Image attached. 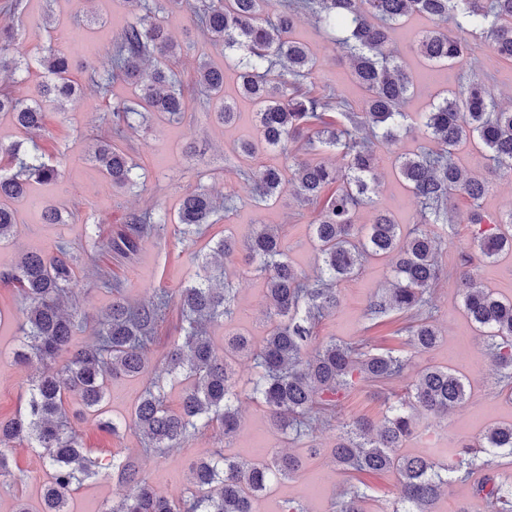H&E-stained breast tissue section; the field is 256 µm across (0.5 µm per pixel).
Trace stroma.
<instances>
[{
    "label": "stroma",
    "mask_w": 512,
    "mask_h": 512,
    "mask_svg": "<svg viewBox=\"0 0 512 512\" xmlns=\"http://www.w3.org/2000/svg\"><path fill=\"white\" fill-rule=\"evenodd\" d=\"M147 2L156 7L157 17L183 47L174 70L182 83L188 110L181 119L157 122L140 132H127L121 146L130 153L141 176L139 185L130 190L112 186L93 162L91 150L94 131L106 133L111 128L112 105L133 101V90L123 80L115 79L103 92L91 82L90 76L95 73L102 77L110 72L112 45L124 27L140 15L139 6L135 0H24V11L18 18V38L12 54L24 62L25 68L15 75L17 93H25L45 73L40 63L47 46L40 29L43 20H51L57 41L79 53L89 45L96 51L95 72L77 67L71 73L81 90L80 97L66 113H48L45 129L36 141H28L10 116L0 113V144L19 142L27 149L36 144L47 159L62 163L57 183L35 186L30 196L16 202L18 225L13 237L0 243V273L11 269L20 254L28 250L53 249L62 242L72 248H86L74 285L76 305L82 316L73 338L77 347L93 336L99 316L112 302L110 290L98 278L101 268L110 270L114 278L123 282L130 300H146L160 288L175 294L194 283L200 274L197 253L209 251L224 235L231 234L242 241L255 225L271 224L280 229L294 266L312 277L318 272L308 207L287 193L271 204L256 202L252 183L239 175L243 168H285L289 161L277 151L253 158L238 154V141L255 134L254 107L238 95V72L233 57L225 55L221 47L203 35L187 12L169 8L167 0ZM428 26L427 19L416 17L393 33L391 46L395 54L421 77L403 105L409 113L428 111L436 90L435 85L424 80V65L411 49L415 34ZM294 36L309 45L316 59L318 85L330 86L356 110H364L366 90L350 78L347 59L336 52L310 16L301 17ZM202 61L223 69L224 95L235 100L238 110L235 124H218L203 110L194 92L195 69ZM377 153L383 158L379 200L397 223L412 229L419 220V206L392 175L390 164L384 159L385 148H378ZM200 186L231 190L235 205L228 216H217L215 224L205 227L201 236L184 239L174 234L171 220L183 196ZM49 205L60 208L61 223L42 220L41 211ZM147 209L165 214L167 222L159 234L144 239L136 255L121 259L110 256L103 247L90 249L92 241H108L123 226L129 213ZM473 234V225L457 224L441 238L440 261L447 273L437 281L432 295L439 342L429 350L408 344L402 347L409 360V375L429 366H447L465 375L469 380L467 400L447 419L420 416L416 435L402 449L408 456L444 462L461 443L475 441L490 426L512 422V396L497 386L498 371L485 354L484 337L464 315L463 296L457 286L456 270L462 252L473 247ZM224 279L237 290V314L233 321L212 327L215 343L223 344L225 333L236 330L261 341L268 328L263 280L239 260L225 265ZM389 279L386 261H365L357 273L339 283L341 305L319 324L318 336L342 340L365 336V310L371 300L381 295ZM23 307L17 290L0 282V417L4 419L23 410L30 381L38 370L37 365H22L13 358ZM146 382V376H140L111 383L106 408L113 419L130 420ZM392 400L390 388L360 382L345 396L344 405L348 415L380 420ZM69 422L81 433L93 456L100 459H110L115 453H135L141 448L140 436L134 428L112 436L93 423L79 401L70 405ZM215 448L223 449L230 458L256 459L279 449L300 452L304 445L274 431L266 410L245 398L241 401L240 427L232 441H224L218 431L209 429L197 434L185 447L142 458L141 464L145 476L160 494L177 499L188 493L190 461ZM8 455L14 475L0 479V512H16L21 502L35 510L39 506L37 491L49 477L40 451L22 444L10 449ZM345 484V474L331 463L328 455L308 458L299 477L270 483L256 503V512H282L289 500L301 503L305 512H335ZM119 491L118 481L107 473L86 479L73 494L76 512H101L102 507L117 498Z\"/></svg>",
    "instance_id": "1"
}]
</instances>
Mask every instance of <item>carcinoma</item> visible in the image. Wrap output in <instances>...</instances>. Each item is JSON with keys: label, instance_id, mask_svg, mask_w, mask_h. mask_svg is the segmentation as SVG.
<instances>
[{"label": "carcinoma", "instance_id": "cac0c4a2", "mask_svg": "<svg viewBox=\"0 0 512 512\" xmlns=\"http://www.w3.org/2000/svg\"><path fill=\"white\" fill-rule=\"evenodd\" d=\"M185 7L194 24L224 52L237 55L240 91L258 105L254 113L257 141H244L240 150L254 155L259 147L278 149L293 159L292 176L273 167H250L243 172L257 200L267 203L284 191L316 210L312 235L321 262L311 279L288 261L278 228L255 227L244 243L225 237L199 262L203 274L173 297L164 289L151 299L131 302L123 287L102 271L100 278L112 289V305L98 319L94 335L75 352L71 341L80 326L78 314L63 304L72 299L77 258L67 245L58 254L40 251L21 254L0 279L18 288L25 300L16 359L38 360L43 370L31 381L23 412L0 419V447L27 443L40 449L50 468L39 492L40 512H71L72 495L99 469H112L123 493L102 512H255L259 496L272 479H290L301 472L304 455L316 456V433L341 424L342 431L328 449L334 466L349 476L340 494L339 512H364L371 486L367 478L386 472L398 477V504L393 512H435L434 505L450 482L466 483L488 465L486 457L512 458V423L488 428L475 446L457 450L448 463L419 456H404L396 449L417 432L412 409L444 418L466 401L464 378L446 367L431 366L409 386L410 403L390 406L391 415L375 424L365 417H348L343 396L356 381L387 386L405 378L407 358L393 350L376 351L368 339L341 342L320 338L313 327L340 304L338 283L360 268L365 255L393 259L391 288L370 302L365 318L372 327L404 319L393 331L409 344L427 350L439 341L432 324L431 287L439 279L440 239L427 230L402 234L384 209L376 206L379 185L378 157L371 141L387 146L395 174L421 204L419 223L459 224L452 199L465 197L473 204L468 220L479 224V201L489 182L460 166L457 151L474 145L488 154L496 173L512 172V107L497 104L496 88L472 78L448 90V95L427 112L413 116L401 104L414 86L413 74L390 49L393 26L422 16L433 27L416 39L413 49L430 65L470 72L485 61L512 66V0H169ZM128 24L111 52L108 79L120 78L134 86L135 102L112 106L111 121L117 137L133 127L136 118L151 115L180 118L187 110L183 89L172 65L181 52L149 5ZM315 18L330 41L350 61V72L369 93L359 112L337 94L316 90L314 61L309 47L290 38L299 15ZM14 25L0 24V74L21 69L10 55ZM46 79L24 97L0 91V112L33 133L44 128L46 112H60L75 99L69 54L49 48L44 59ZM195 91L208 101L215 120L234 121V105L224 99V71L206 62L197 65ZM434 143L419 153L400 151L403 139L414 132ZM331 149L342 155L336 167L314 156ZM16 171L0 173V240L16 226L13 202L27 196L30 185L51 184L60 176L59 163H49L38 151L19 145L3 146ZM92 159L112 186L137 184L135 165L115 144L97 141ZM233 194L218 195L201 187L187 193L177 215V232L191 237L218 213L233 209ZM375 207L369 224L356 223L358 211ZM165 223L157 212L129 214L123 229L107 243L121 258L135 255L141 241ZM482 261L512 251V208L480 228L475 237ZM244 253V261L266 282V317L270 328L255 347L240 333L224 336L215 345L208 326L231 321L236 314V292L221 281L224 260ZM460 283L464 312L487 338L488 356L499 369L503 389L512 394V297H499L476 285L477 266L462 255ZM176 311V336L163 352L167 371L152 378L140 395L133 424L141 451L182 448L197 433L217 428L224 441L238 430V380L231 361L250 357L255 366L251 397L265 407L272 426L289 439H308L305 454L277 452L267 460H234L215 450L192 460L189 473L194 491L178 500L158 495L142 474L137 457L114 454L107 462L89 455L82 438L69 427L67 406L77 399L97 424L117 435L123 423L105 418L111 381L137 377L147 368L148 355L157 344V329L170 311ZM70 354L57 367L58 358ZM183 379L178 406L168 401L171 380ZM475 495L490 503L493 512H512V480L487 478L474 486Z\"/></svg>", "mask_w": 512, "mask_h": 512}]
</instances>
